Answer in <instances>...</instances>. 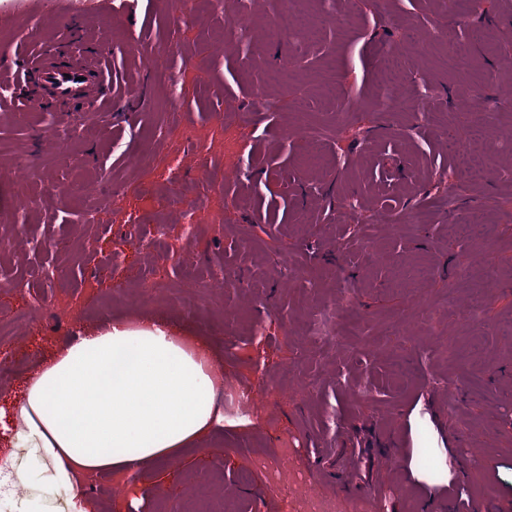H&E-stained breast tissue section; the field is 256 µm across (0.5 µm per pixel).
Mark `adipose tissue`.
Returning a JSON list of instances; mask_svg holds the SVG:
<instances>
[{
    "instance_id": "1",
    "label": "adipose tissue",
    "mask_w": 512,
    "mask_h": 512,
    "mask_svg": "<svg viewBox=\"0 0 512 512\" xmlns=\"http://www.w3.org/2000/svg\"><path fill=\"white\" fill-rule=\"evenodd\" d=\"M223 420L206 339L122 321L69 343L16 411L22 441L64 478L153 467Z\"/></svg>"
}]
</instances>
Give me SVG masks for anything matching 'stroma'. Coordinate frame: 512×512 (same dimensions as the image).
Returning a JSON list of instances; mask_svg holds the SVG:
<instances>
[{
  "label": "stroma",
  "mask_w": 512,
  "mask_h": 512,
  "mask_svg": "<svg viewBox=\"0 0 512 512\" xmlns=\"http://www.w3.org/2000/svg\"><path fill=\"white\" fill-rule=\"evenodd\" d=\"M306 8L321 24L313 41L295 38L284 0H86L77 17L0 0V275L28 284L0 287V351L13 357L0 373V458L21 478L23 512H131L134 497L138 512H201L219 497L224 512H300L278 492L285 482L332 496L336 512H475L491 483L487 512H512V148L467 189L447 145H469L485 117L491 136L511 118L512 83L495 74L512 68V0H476L464 20L449 0ZM438 21L473 70L449 68L430 37ZM99 45L109 78L97 112L19 120L31 88L19 59L67 64ZM383 51L403 80L378 99ZM227 112L233 123H214ZM175 188L202 210L193 235L167 205ZM451 195L454 208L442 207ZM350 196L355 221L338 223ZM434 200L428 223L388 219ZM474 212L485 231L455 232ZM158 222L164 239L145 245ZM46 238L57 248L37 253ZM49 268L64 273L61 287L41 281ZM155 270L161 294L143 286ZM33 290L42 310L29 308ZM60 306L67 318L50 321ZM319 309L354 315V330L312 336ZM110 320L206 337L224 424L153 469L69 489L19 440L15 409L63 346ZM243 388L267 403L244 411L230 399ZM281 437L294 447L284 473L269 464Z\"/></svg>",
  "instance_id": "1"
}]
</instances>
